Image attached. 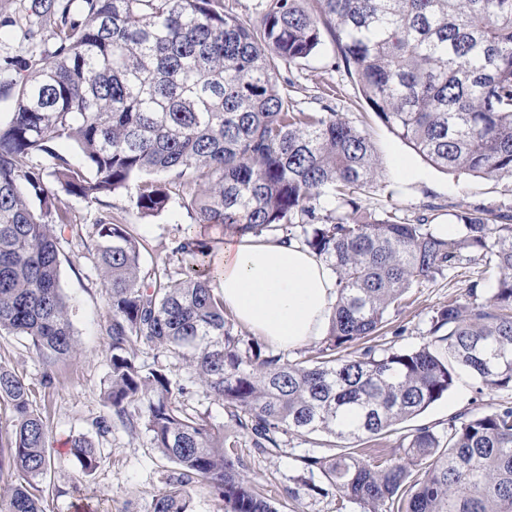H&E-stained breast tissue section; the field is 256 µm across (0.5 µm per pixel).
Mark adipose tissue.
I'll return each mask as SVG.
<instances>
[{
	"instance_id": "1",
	"label": "adipose tissue",
	"mask_w": 512,
	"mask_h": 512,
	"mask_svg": "<svg viewBox=\"0 0 512 512\" xmlns=\"http://www.w3.org/2000/svg\"><path fill=\"white\" fill-rule=\"evenodd\" d=\"M211 265L225 307L274 347L294 349L326 331L335 279L300 243L230 237Z\"/></svg>"
}]
</instances>
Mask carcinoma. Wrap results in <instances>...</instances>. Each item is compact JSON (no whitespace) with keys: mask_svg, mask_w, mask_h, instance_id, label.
<instances>
[{"mask_svg":"<svg viewBox=\"0 0 512 512\" xmlns=\"http://www.w3.org/2000/svg\"><path fill=\"white\" fill-rule=\"evenodd\" d=\"M82 20L71 21L73 4ZM55 25L53 55L22 80L0 126V335L21 337L51 367L76 351L75 310L60 288L59 242L73 228L47 186L99 204L143 175L135 206L156 216L170 189L197 223L225 233L296 239L335 277L337 301L320 355L288 360L235 332L195 232L173 239L178 266L144 267L142 244L112 214L91 225L105 289L109 340L106 406L131 432L151 434L176 464L152 512H191L207 489L220 512H278L240 473L224 429L189 404L224 406L252 447L326 436L330 455L308 452L303 469L365 512H512V402L448 418L442 433L419 426L404 456L374 464L355 444L385 436L441 400L461 372L512 389V206L488 219L457 215L455 233L389 214L356 218L377 173L371 142L341 115L306 112L280 85L279 64L307 60L328 32L379 120L432 166L462 175L512 177V0H261L255 19L217 0H41ZM72 141L76 164L55 149ZM38 153L49 169L30 166ZM333 208L324 210L322 201ZM498 275L488 296L448 302L433 318L447 334L417 348L352 350L375 335L412 286L478 259ZM184 369L141 360L140 349ZM22 377L0 364V403L11 407L3 457L15 476L0 512H45L53 466L43 414ZM72 455L89 475L98 448L81 435Z\"/></svg>","mask_w":512,"mask_h":512,"instance_id":"carcinoma-1","label":"carcinoma"}]
</instances>
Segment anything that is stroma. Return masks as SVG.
I'll return each instance as SVG.
<instances>
[{
	"instance_id": "1",
	"label": "stroma",
	"mask_w": 512,
	"mask_h": 512,
	"mask_svg": "<svg viewBox=\"0 0 512 512\" xmlns=\"http://www.w3.org/2000/svg\"><path fill=\"white\" fill-rule=\"evenodd\" d=\"M55 48L53 29L35 14L32 0H0L1 123L11 118L21 80ZM289 76L295 83L292 96L301 107L313 112L327 105L335 107L373 145L380 165L373 184L360 197L361 215L381 218L392 213L405 223L424 221L452 228L457 223L456 212L512 205V179L437 169L385 127L360 100L332 42H325L316 56L293 65ZM135 194V188L121 189L99 205L75 196L61 198L72 214L74 228L65 232L60 244V285L75 310L78 350L55 366V385L42 386V360L27 340L0 338V363L25 379L32 389L34 406L46 420L47 446L55 463L45 478L49 489L46 512H75L76 490L82 486L99 495L101 512H151L165 478L176 470L174 463L154 450L145 431L133 434L117 422L101 434L92 427L95 419L108 412L102 391L109 373V354L107 339L99 331L107 317V302L90 252L87 233L91 224L108 212L114 223L130 225L144 246L143 263L149 268L163 265L171 240L196 222L195 212L179 200L172 201L160 215H142L132 201ZM494 279L493 270L480 262L412 288L407 304L390 311L373 346L407 349L424 344L430 338L437 309L451 300L470 304L471 284H478L484 292ZM504 401L512 402V391L493 390L468 374H460L447 396L419 417L399 425L387 438L369 445L367 452L383 457L402 455L401 442L410 429L426 425L443 432L450 416L475 413ZM80 434L93 436L100 451L99 466L88 476L82 474L71 454V440ZM309 448L303 437L293 435L285 437L279 450L260 453L243 437L238 453L245 474L267 486L279 512H364L363 505L342 501L337 491L326 496L311 492V485L323 484L324 479L301 468L298 457Z\"/></svg>"
}]
</instances>
